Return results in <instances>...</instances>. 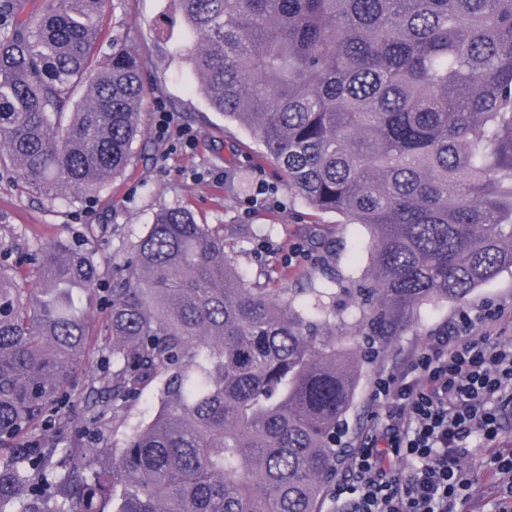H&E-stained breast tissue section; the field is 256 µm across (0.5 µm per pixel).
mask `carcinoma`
Instances as JSON below:
<instances>
[{
	"label": "carcinoma",
	"mask_w": 512,
	"mask_h": 512,
	"mask_svg": "<svg viewBox=\"0 0 512 512\" xmlns=\"http://www.w3.org/2000/svg\"><path fill=\"white\" fill-rule=\"evenodd\" d=\"M0 0V165L37 191L101 188L143 136V64L99 57L106 0ZM208 107L258 138L295 197L371 233L373 273L301 302L254 288L224 236L155 213L97 325L96 255L0 266V512H320L361 363L336 335L393 333L512 270V0H171ZM155 387L120 446L89 431Z\"/></svg>",
	"instance_id": "obj_1"
}]
</instances>
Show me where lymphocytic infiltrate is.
<instances>
[{"label":"lymphocytic infiltrate","instance_id":"1","mask_svg":"<svg viewBox=\"0 0 512 512\" xmlns=\"http://www.w3.org/2000/svg\"><path fill=\"white\" fill-rule=\"evenodd\" d=\"M470 326L465 318L449 325L405 375L377 384L386 419L331 488L340 512H457L472 485L465 441L497 438L495 401L512 396V342L472 335ZM390 454L408 459V470L392 474Z\"/></svg>","mask_w":512,"mask_h":512}]
</instances>
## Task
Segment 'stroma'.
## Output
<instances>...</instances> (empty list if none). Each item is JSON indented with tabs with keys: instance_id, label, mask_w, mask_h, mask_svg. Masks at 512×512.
Segmentation results:
<instances>
[{
	"instance_id": "obj_1",
	"label": "stroma",
	"mask_w": 512,
	"mask_h": 512,
	"mask_svg": "<svg viewBox=\"0 0 512 512\" xmlns=\"http://www.w3.org/2000/svg\"><path fill=\"white\" fill-rule=\"evenodd\" d=\"M102 29L103 54H111L113 44L119 43L142 58L148 81L141 112L146 137L134 144L123 176L70 203L33 193L13 168L0 166V263L15 266L32 281L36 275L26 255L36 248L65 239L95 251L102 280L99 298L87 305L94 315L112 300L113 264L122 262L145 235L159 209L183 206L198 223L223 234L225 252L249 283L292 293L330 288L344 318L359 319L358 308L341 286L368 276L369 230L292 197L280 172L263 158L252 132L225 121L194 92L190 68L175 55L187 31L169 0H107ZM159 102L180 125L197 132L193 148L154 135V106ZM260 181L275 190L278 206L249 208ZM465 313L477 332L484 328L485 314H497L495 331L512 336V272L504 271L463 300L423 306L395 335L350 339L362 357L363 371L345 421L342 441L348 448L359 447L376 420L386 415L385 399L375 394L377 382L404 372L433 336ZM498 408L501 432L494 441H474L469 462L473 486L459 512H490L502 484L493 461L512 452V398H503Z\"/></svg>"
}]
</instances>
